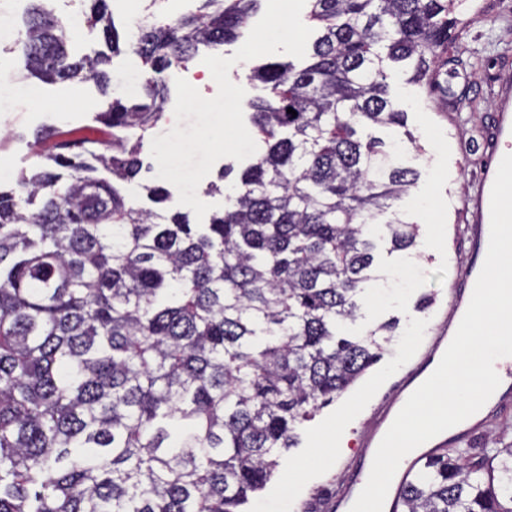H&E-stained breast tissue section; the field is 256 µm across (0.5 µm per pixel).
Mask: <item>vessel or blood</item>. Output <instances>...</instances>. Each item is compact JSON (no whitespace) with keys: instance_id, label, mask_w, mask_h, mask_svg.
Listing matches in <instances>:
<instances>
[{"instance_id":"1","label":"vessel or blood","mask_w":512,"mask_h":512,"mask_svg":"<svg viewBox=\"0 0 512 512\" xmlns=\"http://www.w3.org/2000/svg\"><path fill=\"white\" fill-rule=\"evenodd\" d=\"M512 146V84H500L496 95L495 111L491 116L490 136L487 142L489 155L483 171L474 181L463 204L465 222L457 226L458 237L469 246L468 259L463 272L448 284V315L437 326L424 356L399 378L396 391L399 401L382 405L369 431L363 434L364 449L378 447L391 426L402 402L433 373L445 350L453 339L460 321L469 305L475 283L486 259L490 238V197L496 173L503 157V146ZM501 383L488 400L489 413L512 409V362L507 363L500 376ZM488 422L487 415H473L460 422L453 435L438 434L428 440L431 449L447 447L482 434ZM362 490L361 482L354 481L345 490L322 498L321 512H349V503L357 499Z\"/></svg>"}]
</instances>
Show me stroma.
I'll use <instances>...</instances> for the list:
<instances>
[{
	"mask_svg": "<svg viewBox=\"0 0 512 512\" xmlns=\"http://www.w3.org/2000/svg\"><path fill=\"white\" fill-rule=\"evenodd\" d=\"M465 30L448 45L442 87L425 93L391 76V92L407 114L413 141H402L401 158L420 177L400 203L419 226L416 244L390 252L377 243L374 270L398 280L401 293L375 304L374 283H366L357 321L348 335L365 336L378 324L395 320L398 327L373 365L336 400L300 428V444L289 449L246 512H316L317 499L335 492L360 452L359 441L375 408L394 394L401 371L417 360L448 308V283L466 259V244L454 226L461 221L462 200L485 163L483 146L495 95L502 78L512 75V0H479ZM37 109L18 105L0 112V168L7 172L0 186L11 187L21 170L38 159L31 147L36 130L94 126L97 112L108 103L94 83L74 88L67 83L41 84ZM339 441L346 450L335 457L322 453L321 443Z\"/></svg>",
	"mask_w": 512,
	"mask_h": 512,
	"instance_id": "stroma-1",
	"label": "stroma"
}]
</instances>
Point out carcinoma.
<instances>
[{"label":"carcinoma","instance_id":"carcinoma-1","mask_svg":"<svg viewBox=\"0 0 512 512\" xmlns=\"http://www.w3.org/2000/svg\"><path fill=\"white\" fill-rule=\"evenodd\" d=\"M39 2L15 39L33 76L105 93L111 56L144 69L139 96L97 113L101 138L39 130L41 164L0 190V512H240L395 328L343 333L378 228L392 252L418 235L393 206L419 172L374 130L407 125L389 71L438 83L466 0H307L318 34L302 63L253 69L260 150L208 224L136 206L121 184L143 169L162 74L234 42L261 0H197L126 43L110 0H91L109 52L81 56ZM495 443L430 457L398 512H512V441Z\"/></svg>","mask_w":512,"mask_h":512}]
</instances>
